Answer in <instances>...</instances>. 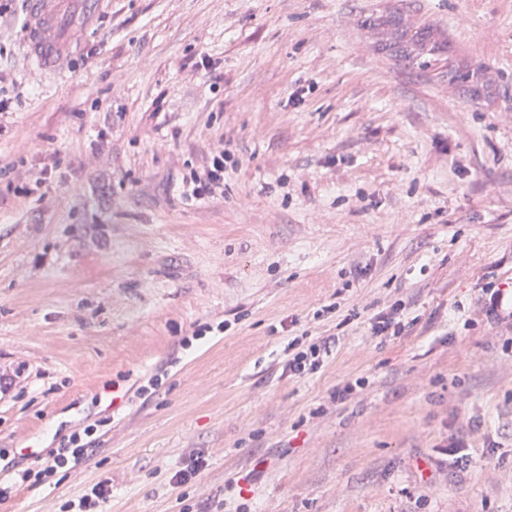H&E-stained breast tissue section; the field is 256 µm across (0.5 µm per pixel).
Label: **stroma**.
Masks as SVG:
<instances>
[{
	"label": "stroma",
	"instance_id": "obj_1",
	"mask_svg": "<svg viewBox=\"0 0 512 512\" xmlns=\"http://www.w3.org/2000/svg\"><path fill=\"white\" fill-rule=\"evenodd\" d=\"M26 16L0 17V512L105 479L109 512H512V325L475 306L512 280V0H72L40 77ZM389 16L446 48L399 58ZM201 54L222 83L179 71ZM220 139L223 194L186 200ZM398 301L409 327L373 337ZM333 334L289 375L294 338ZM89 425L85 461L19 481ZM337 340L334 336L311 339L306 351L298 352L288 360V372L300 377L317 370L324 356L331 352V345L337 343Z\"/></svg>",
	"mask_w": 512,
	"mask_h": 512
}]
</instances>
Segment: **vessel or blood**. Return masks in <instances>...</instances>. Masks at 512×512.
Listing matches in <instances>:
<instances>
[{"label": "vessel or blood", "instance_id": "vessel-or-blood-1", "mask_svg": "<svg viewBox=\"0 0 512 512\" xmlns=\"http://www.w3.org/2000/svg\"><path fill=\"white\" fill-rule=\"evenodd\" d=\"M70 0H31L26 21V44L30 55L45 69L51 68L69 44L61 25Z\"/></svg>", "mask_w": 512, "mask_h": 512}]
</instances>
